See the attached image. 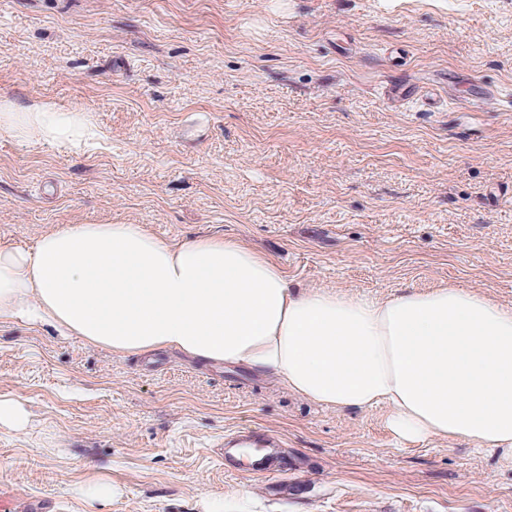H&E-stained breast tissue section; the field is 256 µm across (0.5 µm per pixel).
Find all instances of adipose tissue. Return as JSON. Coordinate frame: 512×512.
<instances>
[{"label": "adipose tissue", "mask_w": 512, "mask_h": 512, "mask_svg": "<svg viewBox=\"0 0 512 512\" xmlns=\"http://www.w3.org/2000/svg\"><path fill=\"white\" fill-rule=\"evenodd\" d=\"M96 135L88 113L0 98L1 137L77 148ZM17 319L115 353L243 366L326 408L382 405L401 442L464 440L512 462V307L465 288L298 290L234 239L61 224L34 250L0 247V325Z\"/></svg>", "instance_id": "adipose-tissue-1"}]
</instances>
